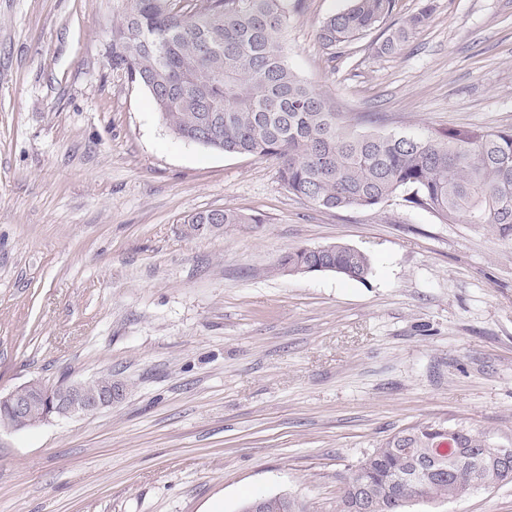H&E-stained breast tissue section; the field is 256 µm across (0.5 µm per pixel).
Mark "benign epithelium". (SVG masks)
Here are the masks:
<instances>
[{
	"label": "benign epithelium",
	"instance_id": "benign-epithelium-1",
	"mask_svg": "<svg viewBox=\"0 0 512 512\" xmlns=\"http://www.w3.org/2000/svg\"><path fill=\"white\" fill-rule=\"evenodd\" d=\"M119 394L107 388L90 392L83 382L63 381L38 391V386L28 383L7 395H0V403L9 410L0 420V428L15 432L72 417L88 416L112 406Z\"/></svg>",
	"mask_w": 512,
	"mask_h": 512
}]
</instances>
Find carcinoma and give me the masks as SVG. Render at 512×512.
Listing matches in <instances>:
<instances>
[{
    "label": "carcinoma",
    "instance_id": "1",
    "mask_svg": "<svg viewBox=\"0 0 512 512\" xmlns=\"http://www.w3.org/2000/svg\"><path fill=\"white\" fill-rule=\"evenodd\" d=\"M112 28V72L144 88L177 139L227 154L273 159L293 194L323 209L371 208L401 194L444 224H484L512 241V130L448 128L426 136L359 133L315 86L288 66L287 0H119ZM394 0H349L319 26L331 55L378 28ZM433 0H422L375 45L397 53L423 28ZM187 223L215 233L232 224H263L259 215L225 209ZM288 275L335 272L364 281V251L342 243L297 247L278 260ZM423 422L365 454L346 482H359L374 512H408L416 502L461 498L505 481L497 463H461L487 436L461 428L454 444ZM264 512H306L286 495L260 497Z\"/></svg>",
    "mask_w": 512,
    "mask_h": 512
}]
</instances>
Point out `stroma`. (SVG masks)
<instances>
[{
    "mask_svg": "<svg viewBox=\"0 0 512 512\" xmlns=\"http://www.w3.org/2000/svg\"><path fill=\"white\" fill-rule=\"evenodd\" d=\"M348 0H288L286 60L354 130L512 129V0H434L394 55L331 57ZM117 0H0V394L111 374L99 413L0 429V512H336L349 468L427 421L512 448V241L403 198L327 210L274 161L178 140L106 48ZM234 208L260 226L186 237ZM363 282L288 276L307 244ZM410 512H512V482ZM277 270L290 275L311 272H335L349 279L365 281L372 273L370 257L364 251L342 243L309 248L297 247L278 260ZM257 501L262 503L264 512H306L304 507L288 494L253 499L245 503L240 512H250V505Z\"/></svg>",
    "mask_w": 512,
    "mask_h": 512,
    "instance_id": "35a3bbf8",
    "label": "stroma"
}]
</instances>
